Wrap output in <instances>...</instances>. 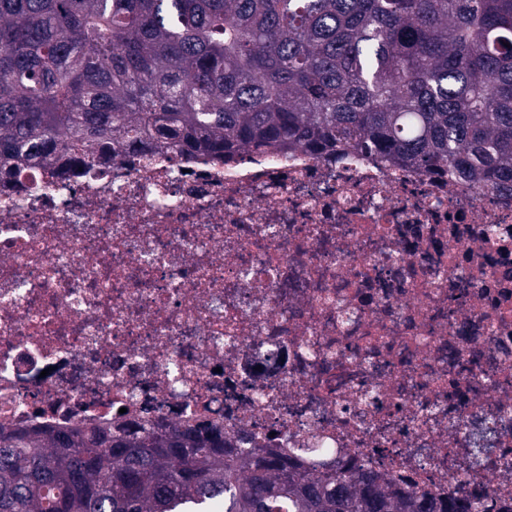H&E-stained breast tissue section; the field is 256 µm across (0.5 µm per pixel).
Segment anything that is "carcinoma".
<instances>
[{
	"mask_svg": "<svg viewBox=\"0 0 512 512\" xmlns=\"http://www.w3.org/2000/svg\"><path fill=\"white\" fill-rule=\"evenodd\" d=\"M344 151L512 194V0H0V173ZM455 512L218 425H0V512Z\"/></svg>",
	"mask_w": 512,
	"mask_h": 512,
	"instance_id": "1",
	"label": "carcinoma"
}]
</instances>
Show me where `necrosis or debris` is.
I'll use <instances>...</instances> for the list:
<instances>
[{"label": "necrosis or debris", "instance_id": "necrosis-or-debris-1", "mask_svg": "<svg viewBox=\"0 0 512 512\" xmlns=\"http://www.w3.org/2000/svg\"><path fill=\"white\" fill-rule=\"evenodd\" d=\"M120 412L500 512L512 200L302 149L0 180V424Z\"/></svg>", "mask_w": 512, "mask_h": 512}]
</instances>
